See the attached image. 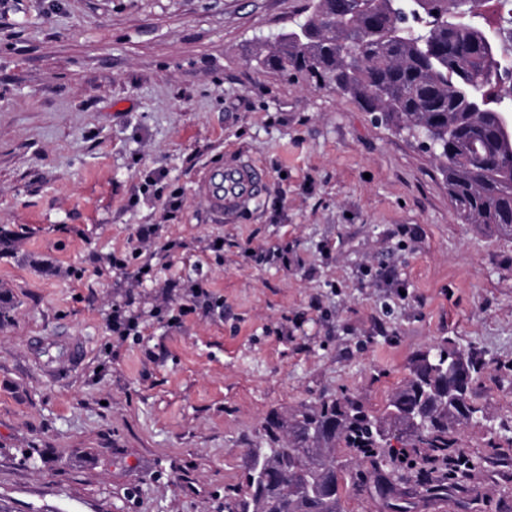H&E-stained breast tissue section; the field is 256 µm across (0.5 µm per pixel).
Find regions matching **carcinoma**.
<instances>
[{
  "label": "carcinoma",
  "instance_id": "carcinoma-1",
  "mask_svg": "<svg viewBox=\"0 0 512 512\" xmlns=\"http://www.w3.org/2000/svg\"><path fill=\"white\" fill-rule=\"evenodd\" d=\"M484 0H314L258 62L294 71L355 101L376 120L427 142L465 224L512 239V81L480 24ZM437 14H432V11ZM480 362L444 340L414 355L410 378L372 414L347 395L290 416L270 413L250 449L246 488L225 512H341L336 446L370 454L390 438L412 448L453 447L455 425L474 419ZM469 375L457 394L443 384Z\"/></svg>",
  "mask_w": 512,
  "mask_h": 512
}]
</instances>
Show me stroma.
Segmentation results:
<instances>
[{"instance_id": "stroma-1", "label": "stroma", "mask_w": 512, "mask_h": 512, "mask_svg": "<svg viewBox=\"0 0 512 512\" xmlns=\"http://www.w3.org/2000/svg\"><path fill=\"white\" fill-rule=\"evenodd\" d=\"M311 5L0 0L7 512H224L269 413L342 392L380 412L443 340L483 363L454 431L474 469L422 483L341 447L343 512H512V240L461 223L437 161L353 100L256 65ZM230 150L271 184L220 222L194 186ZM149 176L180 190L172 220ZM171 280L209 308L178 316ZM131 302H126L124 306L115 305L112 310V334L120 337L131 335V332L139 334L137 329L139 328L138 316L130 313L126 307H129ZM129 312V314H127Z\"/></svg>"}]
</instances>
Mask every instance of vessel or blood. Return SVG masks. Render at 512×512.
<instances>
[{"instance_id": "b4317fda", "label": "vessel or blood", "mask_w": 512, "mask_h": 512, "mask_svg": "<svg viewBox=\"0 0 512 512\" xmlns=\"http://www.w3.org/2000/svg\"><path fill=\"white\" fill-rule=\"evenodd\" d=\"M268 173L257 163L239 157L209 167L196 185L199 197L217 217L246 211L265 192Z\"/></svg>"}]
</instances>
